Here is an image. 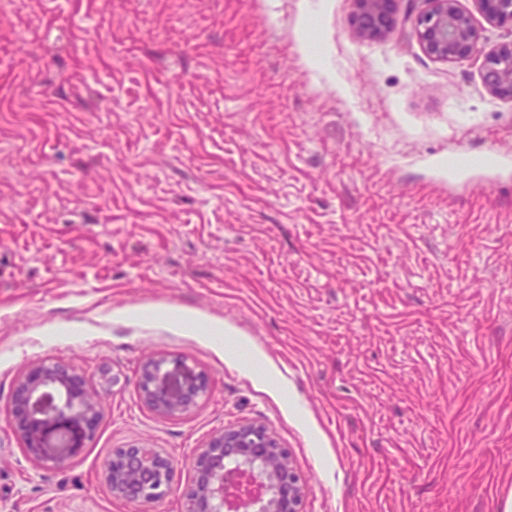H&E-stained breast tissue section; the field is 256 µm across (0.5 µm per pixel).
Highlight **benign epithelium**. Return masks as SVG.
I'll return each mask as SVG.
<instances>
[{"label": "benign epithelium", "mask_w": 512, "mask_h": 512, "mask_svg": "<svg viewBox=\"0 0 512 512\" xmlns=\"http://www.w3.org/2000/svg\"><path fill=\"white\" fill-rule=\"evenodd\" d=\"M399 0H354L359 36L388 34ZM414 19L422 50L431 58L458 63L479 51L480 37L456 0H422ZM489 23L512 27V0H478ZM483 81L496 96L512 99V42L483 60ZM206 378L184 361L151 358L140 371L142 402L155 413H189L206 393ZM100 400L90 379L73 365L31 367L11 394L9 419L25 454L65 467L96 432ZM193 478L183 492V512H301L305 493L286 452L266 428L241 424L214 433L191 460ZM176 476L174 460L156 448L136 445L116 451L105 467L112 495L130 504L157 502Z\"/></svg>", "instance_id": "7a95c632"}]
</instances>
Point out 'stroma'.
<instances>
[{"mask_svg":"<svg viewBox=\"0 0 512 512\" xmlns=\"http://www.w3.org/2000/svg\"><path fill=\"white\" fill-rule=\"evenodd\" d=\"M480 52L421 49L353 0H0V512H135L115 450L178 465L263 425L301 512H505L512 502V100L481 76L512 41L457 0ZM219 322L229 335L203 331ZM208 378L188 414L142 364ZM100 391L63 469L8 421L30 365ZM399 0H354V26L359 36L374 39L388 34L395 23ZM206 378L184 361L151 358L140 371L142 402L155 413L177 417L189 413L206 393Z\"/></svg>","mask_w":512,"mask_h":512,"instance_id":"obj_1","label":"stroma"}]
</instances>
